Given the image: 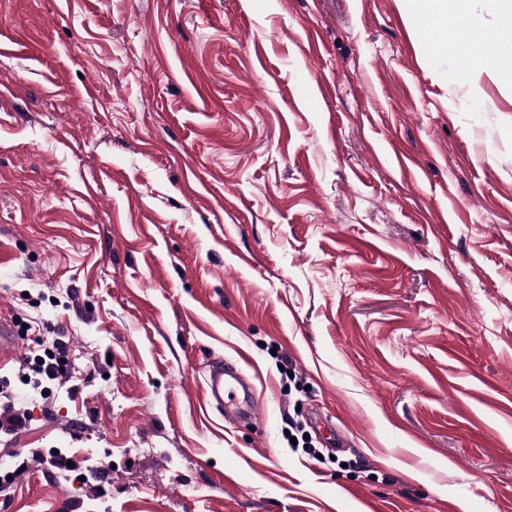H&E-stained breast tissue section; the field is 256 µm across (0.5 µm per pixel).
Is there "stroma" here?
Instances as JSON below:
<instances>
[{
  "mask_svg": "<svg viewBox=\"0 0 512 512\" xmlns=\"http://www.w3.org/2000/svg\"><path fill=\"white\" fill-rule=\"evenodd\" d=\"M423 25L0 0V314L69 347L0 366V512H512V84ZM67 358L66 343L62 340H53L52 350H45V357L36 356L32 367L36 374L53 381L66 372ZM228 370H231L228 368ZM233 382H224V362H214L209 369L205 379V393L207 402L210 406L216 405L217 408H224V397L228 399L227 406L237 405L239 402L238 390L241 388L244 395V402L249 405L251 414L257 411L258 400L250 390V387L244 378L236 369L227 371Z\"/></svg>",
  "mask_w": 512,
  "mask_h": 512,
  "instance_id": "stroma-1",
  "label": "stroma"
}]
</instances>
